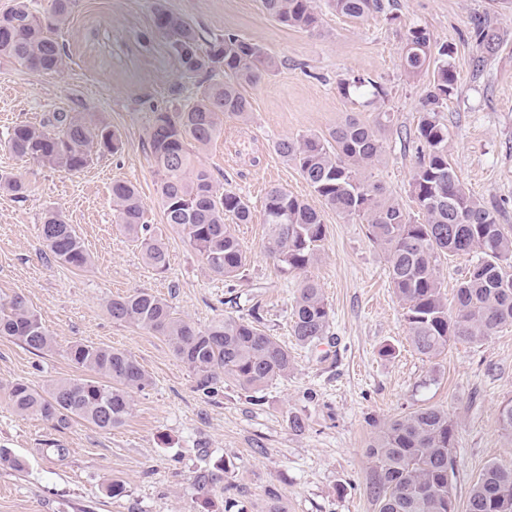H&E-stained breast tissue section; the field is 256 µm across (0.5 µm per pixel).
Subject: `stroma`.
Instances as JSON below:
<instances>
[{
  "mask_svg": "<svg viewBox=\"0 0 512 512\" xmlns=\"http://www.w3.org/2000/svg\"><path fill=\"white\" fill-rule=\"evenodd\" d=\"M396 2L391 20L352 21L324 10L320 30L308 32L277 21L261 0H78L59 36L62 72L0 62V170L19 173L28 186L22 200L0 194V296H25L56 341L52 351L35 354L0 336V448L26 462L21 472L0 465V512H224L228 497L239 512H266L272 489L286 512H377L368 492L375 470L368 444L378 424L423 405L448 410L456 425V512H465L484 467H512V435L498 418L512 401V326L479 345H453L433 360L414 352L385 258L366 225L326 208L324 251L309 274L333 318L325 340L299 348L288 326L300 279L282 274L262 250L271 187L315 199L275 151V141L325 136L350 117L372 124L389 114L372 178L386 197L418 216L410 192L414 132L430 77L410 78L400 67L402 39L413 26L455 49L458 93L441 114L449 158L467 191L499 204L502 223L512 225V43L478 75L468 34L470 16L494 9L493 0ZM160 5L204 36L236 34L276 61L245 89L251 118L225 119L222 136L201 155L217 183L245 196L252 211L250 223L235 227L249 264L230 284L211 274L188 240L166 224L158 201L148 142L153 115L183 108L205 82L185 73L171 53L154 23ZM358 75L383 84L384 102L369 106L341 95L338 80ZM60 111L96 113L120 133L121 149L65 173L18 159L5 147L12 126ZM119 179L138 187L147 219L168 246L167 271L145 265L118 224L110 187ZM50 209L73 224L91 265L67 268L49 255L40 226ZM137 289L167 298L201 328L227 313L225 298L238 293L242 308L259 305L267 332L290 345L293 371L255 399L229 382L216 397L198 394L189 368L162 337L108 315L110 299ZM74 341L124 349L152 377L122 427L105 432L75 423L57 430L9 406L12 382L41 388L78 376L65 353ZM385 344L395 345L398 355L381 357ZM294 414L305 421L302 432L288 427ZM221 465V483H199V474ZM115 480L124 483L123 496L110 495Z\"/></svg>",
  "mask_w": 512,
  "mask_h": 512,
  "instance_id": "1",
  "label": "stroma"
}]
</instances>
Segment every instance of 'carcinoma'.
<instances>
[{
    "instance_id": "obj_1",
    "label": "carcinoma",
    "mask_w": 512,
    "mask_h": 512,
    "mask_svg": "<svg viewBox=\"0 0 512 512\" xmlns=\"http://www.w3.org/2000/svg\"><path fill=\"white\" fill-rule=\"evenodd\" d=\"M45 2L39 9L35 0H17L0 14V61L38 73L62 71L65 59L58 37L77 0ZM262 4L280 23L306 31L320 26L324 6L355 21L385 14L392 7L390 0ZM155 25L186 73L211 79L186 108L154 113L149 141L159 202L166 223L181 230L208 270L231 281L243 274L247 261L231 224L248 223L250 205L239 192L216 183L199 154L224 133V119H250L251 103L243 88L258 83L274 62L264 48L232 33L203 44L190 23L161 7ZM511 34L494 13L472 18L475 71ZM454 54L452 46L437 43L420 26L409 28L401 45L405 74L432 71L416 128L423 157L410 182L423 221L413 220L370 180V170L382 160L385 124L349 118L326 137L307 134L274 144L323 205L367 224L369 238L385 257L411 344L428 359L457 343L479 344L512 325V225L499 223L496 207L466 191L448 158V126L440 112L458 89ZM338 88L347 99L362 97L369 103L386 96L380 83L359 76L339 80ZM120 143V135L93 112H54L37 125L13 126L5 137V146L15 156L68 173L85 169L104 151L118 150ZM27 190L21 176L0 172L1 192L23 198ZM111 195L125 235L139 243L148 265L166 271L167 246L146 223L145 205L135 185L116 180ZM264 223L271 226L264 252L283 273L303 275L289 332L297 346L309 348L327 337L332 320L322 289L308 276L324 247L327 225L319 209L280 187L266 194ZM41 237L60 264L80 269L89 263L81 238L61 211H47ZM449 254L474 257L469 272L457 283L453 310L448 309L438 268V260ZM107 312L114 321L163 337L191 370L194 390L204 396L219 394L227 380L256 393L293 370L288 347L266 332L254 307L245 316L226 314L201 329L177 315L166 298L138 290L111 299ZM0 336L38 353L55 344L51 331L19 294L0 300ZM66 356L86 375L41 389L25 381L13 383L8 397L16 413L38 416L60 429L82 421L110 431L132 414L133 394L152 384L142 365L124 350L75 342L67 347ZM453 448L455 422L442 408L426 405L385 422L368 447L375 459L371 489L378 512H456ZM466 512H512V468L489 464L469 491Z\"/></svg>"
}]
</instances>
